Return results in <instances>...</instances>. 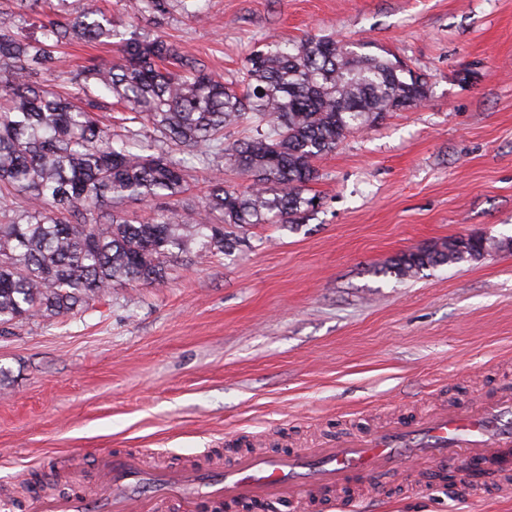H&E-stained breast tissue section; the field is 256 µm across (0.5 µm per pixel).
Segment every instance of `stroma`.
<instances>
[{
    "label": "stroma",
    "instance_id": "1",
    "mask_svg": "<svg viewBox=\"0 0 512 512\" xmlns=\"http://www.w3.org/2000/svg\"><path fill=\"white\" fill-rule=\"evenodd\" d=\"M122 32L166 36L227 84L265 41L329 35L420 75L427 97L354 130L318 158L316 208L250 224L236 248L167 257L160 284L115 283L101 301L0 334V500L90 492L102 457L153 468L295 450L470 408L512 390V249L395 274L404 253L480 234L512 239V0H170ZM117 40L58 52L67 77ZM189 160L180 198L127 200L138 223L200 205ZM378 475L357 512H512L497 476L414 489Z\"/></svg>",
    "mask_w": 512,
    "mask_h": 512
}]
</instances>
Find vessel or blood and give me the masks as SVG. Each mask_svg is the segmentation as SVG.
<instances>
[{"instance_id":"b4317fda","label":"vessel or blood","mask_w":512,"mask_h":512,"mask_svg":"<svg viewBox=\"0 0 512 512\" xmlns=\"http://www.w3.org/2000/svg\"><path fill=\"white\" fill-rule=\"evenodd\" d=\"M512 471V392L468 409L436 410L413 425L317 443L300 454H244L206 469L145 471L138 456L115 452L99 463L98 486L85 498L48 496L38 512H198L202 499L228 507L284 498L336 499L357 480L410 467L419 477L450 461Z\"/></svg>"}]
</instances>
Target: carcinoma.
Listing matches in <instances>:
<instances>
[{
  "label": "carcinoma",
  "mask_w": 512,
  "mask_h": 512,
  "mask_svg": "<svg viewBox=\"0 0 512 512\" xmlns=\"http://www.w3.org/2000/svg\"><path fill=\"white\" fill-rule=\"evenodd\" d=\"M29 16L40 32L26 36L0 22V196L25 205L0 207V333L35 318L65 315L110 292L116 282L160 283L171 249L196 256L232 247V232L274 218L288 224L317 178L314 161L333 152L347 133L386 113L420 105L424 80L395 69L381 55L357 52L332 36L254 51L238 92L214 79L197 59L179 54L159 35L121 33L87 0L59 16L53 0ZM169 0H132L138 15H164ZM120 39L118 61H89L83 80L61 93L41 81L55 52L73 39ZM116 99L147 121L166 142L211 169L224 155L246 176L242 190L210 179L198 210L130 223L108 207L125 199L178 197L188 190L184 160L143 144L128 128L119 139L98 113ZM250 118L260 127L244 142L224 143V128ZM220 214L222 223H212ZM494 249L484 237L454 239L404 254L394 263L406 275L424 267L479 260Z\"/></svg>",
  "instance_id": "1"
}]
</instances>
